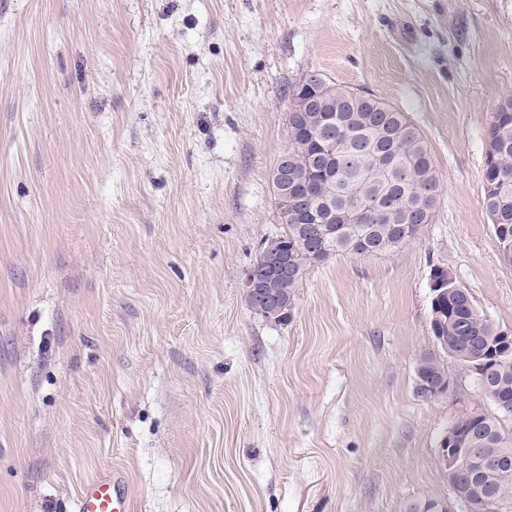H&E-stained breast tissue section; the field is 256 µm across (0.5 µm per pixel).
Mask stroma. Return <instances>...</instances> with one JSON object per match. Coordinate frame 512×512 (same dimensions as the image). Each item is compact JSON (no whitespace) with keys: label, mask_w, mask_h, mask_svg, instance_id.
I'll use <instances>...</instances> for the list:
<instances>
[{"label":"stroma","mask_w":512,"mask_h":512,"mask_svg":"<svg viewBox=\"0 0 512 512\" xmlns=\"http://www.w3.org/2000/svg\"><path fill=\"white\" fill-rule=\"evenodd\" d=\"M316 70L407 112L444 192L387 256L244 302L277 234L284 90ZM512 0H0V512H404L448 489L429 274L512 327L482 203ZM448 366L437 353L423 355L416 368V393L421 398L437 399L443 395L448 387V395L454 391L455 382L448 380ZM429 395V396H428ZM75 512H133L134 495L125 475L113 470L87 481L75 500Z\"/></svg>","instance_id":"1"}]
</instances>
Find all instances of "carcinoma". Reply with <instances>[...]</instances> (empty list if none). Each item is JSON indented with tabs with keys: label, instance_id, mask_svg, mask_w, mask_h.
<instances>
[{
	"label": "carcinoma",
	"instance_id": "carcinoma-1",
	"mask_svg": "<svg viewBox=\"0 0 512 512\" xmlns=\"http://www.w3.org/2000/svg\"><path fill=\"white\" fill-rule=\"evenodd\" d=\"M333 97L334 115L313 137L307 128L312 113L303 107V88L289 85L286 121L288 179L319 182L318 173L330 156L336 170L324 183L317 199L306 190L295 207L281 210L282 186L272 185L278 223L282 232L267 238L260 256H288V275L278 284V295L290 311L297 288L309 268L330 256L391 255L418 238L432 223L443 183L430 148L407 113L368 93L351 97V88L323 78ZM482 185L483 206L492 225L499 255L512 266V95L501 98L487 128ZM373 203L367 224L306 222L308 212L333 200L342 207L357 191ZM429 324L439 352L423 355L416 368V393L428 400L443 397L448 387V366L440 356L455 360L459 370L471 377L483 404H465L455 409L450 422L459 428L463 448H484L512 458V421L500 419L495 399L512 395V352H498L503 326L495 323L460 288H450L431 300ZM485 487L499 500L512 504V464L483 478Z\"/></svg>",
	"mask_w": 512,
	"mask_h": 512
}]
</instances>
